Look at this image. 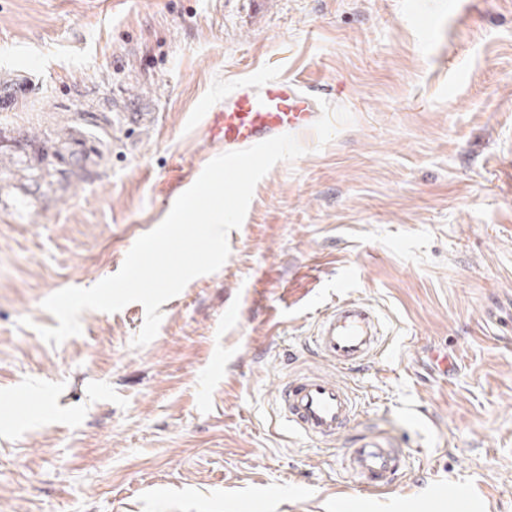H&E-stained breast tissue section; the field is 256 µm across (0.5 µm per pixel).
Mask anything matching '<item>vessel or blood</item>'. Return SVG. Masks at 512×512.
<instances>
[{"label":"vessel or blood","mask_w":512,"mask_h":512,"mask_svg":"<svg viewBox=\"0 0 512 512\" xmlns=\"http://www.w3.org/2000/svg\"><path fill=\"white\" fill-rule=\"evenodd\" d=\"M325 118L321 98L309 88L267 75L243 79L226 91L223 103L207 110L205 131L210 143L231 152L319 128ZM385 335L375 307L344 299L318 315L310 347L334 366L355 369L382 351ZM275 405L288 431L326 446L347 439L341 469L358 492L395 487L410 468L408 455L387 438L359 430L354 391L332 378L317 372L291 378L280 386Z\"/></svg>","instance_id":"b4317fda"}]
</instances>
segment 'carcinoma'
<instances>
[{"label": "carcinoma", "mask_w": 512, "mask_h": 512, "mask_svg": "<svg viewBox=\"0 0 512 512\" xmlns=\"http://www.w3.org/2000/svg\"><path fill=\"white\" fill-rule=\"evenodd\" d=\"M112 151V113L75 112L10 149L0 148V183L19 191L17 209L27 210L31 196L54 185L91 179L88 161H103Z\"/></svg>", "instance_id": "1"}]
</instances>
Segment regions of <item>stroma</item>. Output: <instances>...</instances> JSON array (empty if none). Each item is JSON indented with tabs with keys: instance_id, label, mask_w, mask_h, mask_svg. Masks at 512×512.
I'll return each instance as SVG.
<instances>
[{
	"instance_id": "stroma-1",
	"label": "stroma",
	"mask_w": 512,
	"mask_h": 512,
	"mask_svg": "<svg viewBox=\"0 0 512 512\" xmlns=\"http://www.w3.org/2000/svg\"><path fill=\"white\" fill-rule=\"evenodd\" d=\"M410 2L0 0V134L112 114L91 182L25 218L0 196V512H454L451 485L512 512V0H420L426 28ZM262 73L327 121L257 184L226 262L143 347L138 302L46 343L42 301L120 270L175 179L220 155L206 109ZM346 298L387 333L359 371L308 348ZM311 370L411 453L401 486L358 494L340 446L281 424L280 384Z\"/></svg>"
}]
</instances>
